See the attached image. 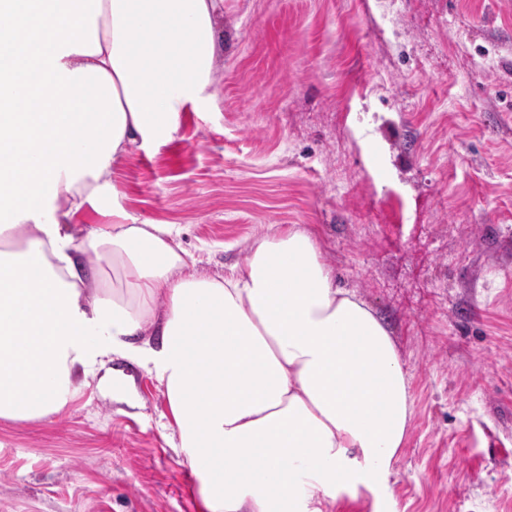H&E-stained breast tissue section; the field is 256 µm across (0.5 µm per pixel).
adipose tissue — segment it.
<instances>
[{
  "mask_svg": "<svg viewBox=\"0 0 512 512\" xmlns=\"http://www.w3.org/2000/svg\"><path fill=\"white\" fill-rule=\"evenodd\" d=\"M224 0H0V419L61 413L113 357L164 387L205 512H325L387 487L414 415L392 330L313 233L202 277L111 174L216 99ZM111 223L81 233L85 207ZM111 262L89 281L87 262Z\"/></svg>",
  "mask_w": 512,
  "mask_h": 512,
  "instance_id": "1",
  "label": "adipose tissue"
}]
</instances>
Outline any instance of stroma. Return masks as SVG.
<instances>
[{"instance_id": "obj_1", "label": "stroma", "mask_w": 512, "mask_h": 512, "mask_svg": "<svg viewBox=\"0 0 512 512\" xmlns=\"http://www.w3.org/2000/svg\"><path fill=\"white\" fill-rule=\"evenodd\" d=\"M217 99L112 172L221 277L315 230L340 287L386 318L415 415L382 502L326 512H512V0H224ZM135 405L81 386L0 420V512H199L155 376Z\"/></svg>"}]
</instances>
